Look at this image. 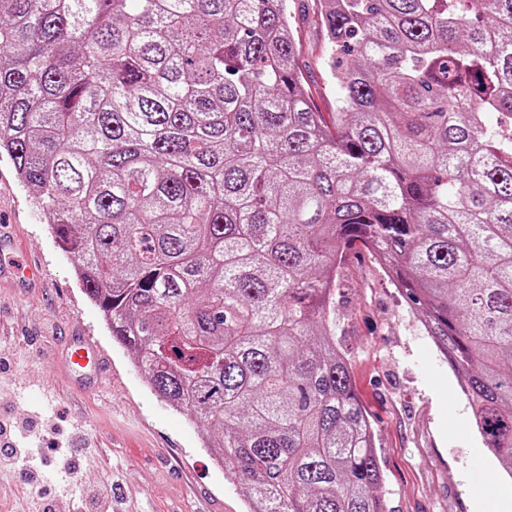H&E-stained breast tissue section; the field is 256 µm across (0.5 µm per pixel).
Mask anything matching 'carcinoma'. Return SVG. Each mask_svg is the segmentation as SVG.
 <instances>
[{
	"label": "carcinoma",
	"mask_w": 512,
	"mask_h": 512,
	"mask_svg": "<svg viewBox=\"0 0 512 512\" xmlns=\"http://www.w3.org/2000/svg\"><path fill=\"white\" fill-rule=\"evenodd\" d=\"M0 0V156L112 339L247 512H385L331 319L344 255L392 284L512 478V0ZM292 23L300 41L299 68L313 99L321 111L327 112L336 105L339 89L330 78L321 61L323 32L315 22L316 2L314 0H294Z\"/></svg>",
	"instance_id": "obj_1"
}]
</instances>
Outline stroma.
Wrapping results in <instances>:
<instances>
[{
	"label": "stroma",
	"mask_w": 512,
	"mask_h": 512,
	"mask_svg": "<svg viewBox=\"0 0 512 512\" xmlns=\"http://www.w3.org/2000/svg\"><path fill=\"white\" fill-rule=\"evenodd\" d=\"M315 0H294L299 68L321 111L339 90L321 61L323 32ZM0 232L20 257L40 268L42 284L19 291L0 282V357L14 363L13 392L0 395L15 418L42 415L70 432L69 444L28 438L57 512H74L81 490L109 480L114 512H246L245 491L227 480L204 451L197 428L147 389L131 357L112 342L99 311L55 242L43 209L0 157ZM385 273L362 250L339 270L336 342L347 357L360 399L374 420L387 512H503L505 484L473 428L456 376L416 326ZM85 336L107 357L102 388L83 392L53 374L64 339ZM78 468L81 485L59 481ZM494 479L481 484V475Z\"/></svg>",
	"instance_id": "1"
}]
</instances>
